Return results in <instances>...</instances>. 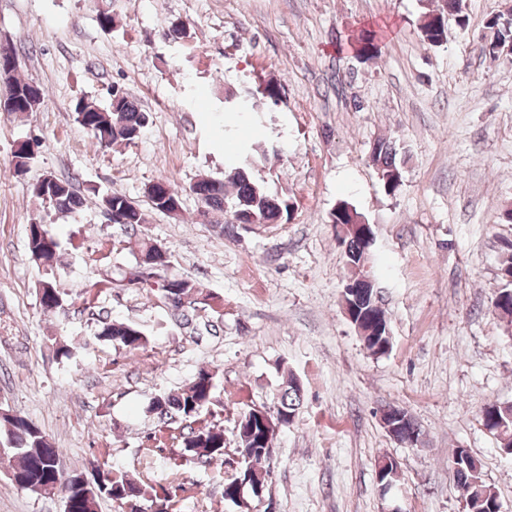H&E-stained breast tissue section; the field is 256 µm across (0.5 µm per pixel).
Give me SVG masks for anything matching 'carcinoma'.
I'll list each match as a JSON object with an SVG mask.
<instances>
[{
    "label": "carcinoma",
    "mask_w": 512,
    "mask_h": 512,
    "mask_svg": "<svg viewBox=\"0 0 512 512\" xmlns=\"http://www.w3.org/2000/svg\"><path fill=\"white\" fill-rule=\"evenodd\" d=\"M443 9L432 10L422 16L420 32L423 40L432 46L446 41L448 19L442 15ZM484 51L496 57L499 43L512 38V22L499 14L486 24ZM352 45L356 52L368 59L378 53L377 35L361 32L354 38ZM0 84L5 86V95L0 98V109L23 115L38 111L45 102L46 89L43 85L19 76L18 68L10 65L8 56L0 54ZM76 122L96 140L103 149H110L119 142L129 143L136 139L146 124L147 117L138 105L124 94L112 90L110 101L100 106L85 98H78L72 105ZM37 143L33 140L18 143L12 153L14 170L27 171L29 162L34 158ZM372 161L376 166L379 179L386 193L395 192L401 185V163L397 161V149L390 141L380 140L372 148ZM203 204L205 212H222L230 209L231 215L239 214L250 224H273L290 216L291 203L284 197L269 194L256 183L247 166H238L224 173V178H200L193 186ZM33 195L61 213H76L84 207L85 198L79 194L71 180L60 178L51 173L43 175L32 187ZM148 199L154 210L175 214L180 205L179 192L167 180L154 182L148 191ZM100 206L111 211V221L134 231L145 223L144 214L126 197L110 193L100 200ZM363 217V214L347 203L340 204L331 213L334 224H347L351 215ZM28 253L35 264L49 271V276L40 283L39 303L43 313L56 314L63 298L56 286L54 270L60 261V243L42 222L28 224ZM345 257L348 265L358 267L362 241L360 238H343ZM500 273L505 284L495 294L492 305L500 317L512 324V240H506L502 246ZM136 260L155 265H164V259L153 241L140 242ZM160 290L164 298H174L172 309L175 314L187 318L184 308L203 305L221 307L217 297L206 291L202 284L178 277H161ZM357 318L365 331L373 329V324L387 321L385 312L378 305L375 290L365 287L355 302ZM99 341L128 350H138L148 344V338L135 324L117 320L102 322L96 333ZM367 349L374 355L386 354L391 349V337L371 334L366 337ZM216 381L210 370L202 368L185 387L162 393L153 398L147 411L161 419L179 420L187 432L182 434L181 453L193 458L210 460L224 459V428L216 425L200 424L202 411L214 404ZM302 403L299 383L289 378L277 397L276 414L284 420L296 414ZM482 424L488 428H501L504 435L512 437V404L498 408L495 412L483 411ZM0 425L4 427L7 448L17 459L13 470L35 485H48L63 479L58 466L59 449L47 438L34 423L23 417H5ZM238 456L250 454V459L242 462V467H250L252 474L261 475L263 470L258 464L267 460L260 453L266 447L268 438L266 427L260 419L249 424L236 426ZM103 484L97 491L77 490L73 495V512H99L100 502L121 501L130 504V512H140L141 501L152 497L149 487L139 484L122 473L110 469L102 470ZM456 484L478 488L485 495L481 504L466 502L468 512H495L498 508L496 495L483 480L482 463L470 452L460 459L459 468L453 473Z\"/></svg>",
    "instance_id": "cac0c4a2"
}]
</instances>
